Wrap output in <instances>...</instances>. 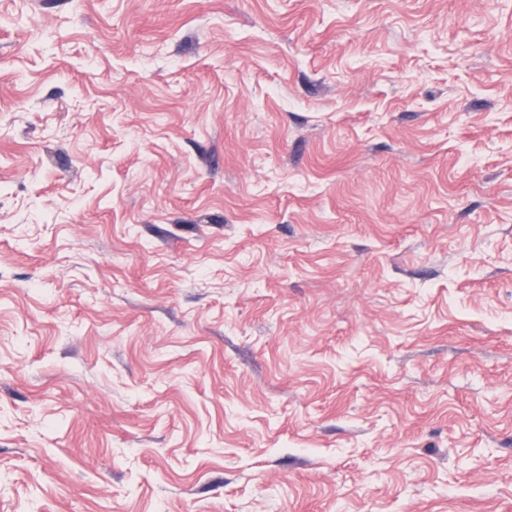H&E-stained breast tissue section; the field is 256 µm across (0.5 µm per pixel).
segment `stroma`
I'll list each match as a JSON object with an SVG mask.
<instances>
[{"label": "stroma", "mask_w": 512, "mask_h": 512, "mask_svg": "<svg viewBox=\"0 0 512 512\" xmlns=\"http://www.w3.org/2000/svg\"><path fill=\"white\" fill-rule=\"evenodd\" d=\"M0 512H512V0H0Z\"/></svg>", "instance_id": "35a3bbf8"}]
</instances>
